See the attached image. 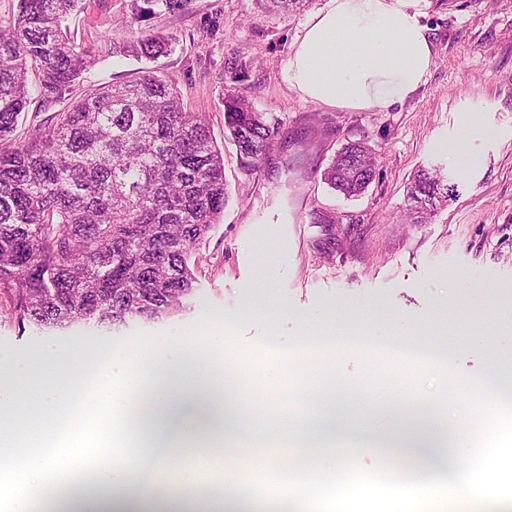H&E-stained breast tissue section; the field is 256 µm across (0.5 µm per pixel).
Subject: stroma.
<instances>
[{
	"label": "stroma",
	"instance_id": "35a3bbf8",
	"mask_svg": "<svg viewBox=\"0 0 512 512\" xmlns=\"http://www.w3.org/2000/svg\"><path fill=\"white\" fill-rule=\"evenodd\" d=\"M324 2L270 14L256 0H189L182 11L131 24L128 0H80L67 28L95 63L58 101L42 100L38 75L28 72L29 104L15 143L86 89L136 79L148 67L205 120L223 152L229 200L191 251L196 294L185 310L109 333L79 326L55 336L20 323L13 299L0 292V369L37 356L51 340L82 346L89 357L102 348L148 349L220 314L251 320L242 338L252 343L268 324L291 333L334 314L345 319L349 338L378 339L403 327L461 373L493 375L496 360L512 352V0H420L434 64L416 92L380 112L328 108L284 83L292 48ZM148 30L171 38L168 55L151 63L113 52V44ZM229 89L275 131L269 156L251 172L224 134ZM471 116L486 134L471 141L463 165L449 159L447 146ZM349 141L367 144L378 164L374 181L352 198L323 178ZM422 168L439 170L455 190L425 222L407 224V187ZM322 215L332 223H319ZM259 251L269 252L272 273L256 268ZM451 314L481 343L449 341L444 322ZM332 415L349 424L345 446L402 436L416 424L404 401L342 389Z\"/></svg>",
	"mask_w": 512,
	"mask_h": 512
}]
</instances>
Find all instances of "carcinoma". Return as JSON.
<instances>
[{
    "label": "carcinoma",
    "instance_id": "1",
    "mask_svg": "<svg viewBox=\"0 0 512 512\" xmlns=\"http://www.w3.org/2000/svg\"><path fill=\"white\" fill-rule=\"evenodd\" d=\"M79 0H18L0 32V290L20 318L47 330L76 325L110 331L158 322L195 295L191 249L228 201L224 156L171 82L152 71L94 89L35 126L26 142L5 146L29 101L28 67L40 93L59 97L92 64L67 34ZM132 20L176 13L188 0H129ZM302 0H256L288 12ZM172 50L153 33L112 51L156 60ZM224 129L247 169L269 154L274 130L248 100L228 91ZM377 165L351 141L324 171L346 197L365 192ZM454 187L427 169L409 184L406 211L416 223L448 202Z\"/></svg>",
    "mask_w": 512,
    "mask_h": 512
}]
</instances>
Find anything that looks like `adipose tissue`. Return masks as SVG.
Here are the masks:
<instances>
[{
    "label": "adipose tissue",
    "mask_w": 512,
    "mask_h": 512,
    "mask_svg": "<svg viewBox=\"0 0 512 512\" xmlns=\"http://www.w3.org/2000/svg\"><path fill=\"white\" fill-rule=\"evenodd\" d=\"M419 0H326L306 24L282 78L302 98L346 111H377L403 102L424 82L433 65ZM224 340V318H210L179 341L146 351L86 360L74 348L46 344L39 359L20 357L0 373V496L7 512H29L32 491L59 466L55 449L72 440L68 405L88 403L94 417L118 398L135 400L131 420L139 456L115 463L107 449L111 424L98 430L100 448L76 451L73 469L93 479L75 484L54 502L53 512H253L251 499L217 492L199 495L196 472L180 467L175 448L195 442L188 412L209 417L217 431L241 427L248 401L230 403L213 379L202 352ZM54 361L55 373L40 371ZM167 470L178 493L159 496L145 480ZM128 496L120 500L117 489Z\"/></svg>",
    "instance_id": "adipose-tissue-1"
}]
</instances>
